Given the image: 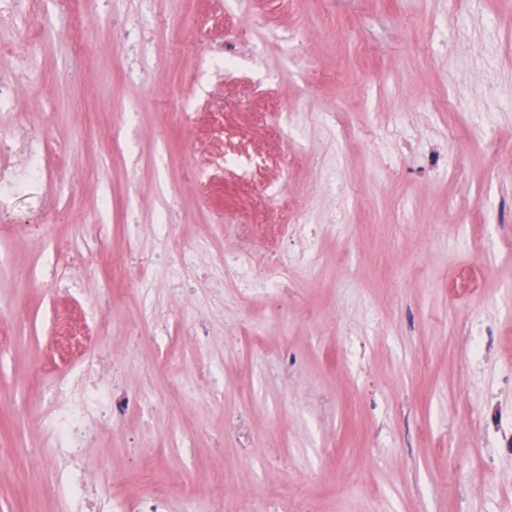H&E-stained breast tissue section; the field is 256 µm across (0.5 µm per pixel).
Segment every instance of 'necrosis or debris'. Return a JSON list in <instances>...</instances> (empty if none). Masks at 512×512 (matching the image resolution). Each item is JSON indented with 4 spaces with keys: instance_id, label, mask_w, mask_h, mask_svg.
I'll return each instance as SVG.
<instances>
[{
    "instance_id": "1",
    "label": "necrosis or debris",
    "mask_w": 512,
    "mask_h": 512,
    "mask_svg": "<svg viewBox=\"0 0 512 512\" xmlns=\"http://www.w3.org/2000/svg\"><path fill=\"white\" fill-rule=\"evenodd\" d=\"M14 144L15 162L0 170V195H23L32 184L47 177L38 139L22 129ZM228 262L238 270L240 295L245 301L261 293L287 291L293 277L288 266H260L251 256H232ZM132 403L143 411L152 412L157 408L147 394H140L133 400L121 396L118 380H100L96 365L91 363L68 375L57 387L48 429L62 465L75 482L73 512H112V482L86 478L81 466V450L97 438L104 414H121Z\"/></svg>"
}]
</instances>
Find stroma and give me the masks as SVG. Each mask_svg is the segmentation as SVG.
Returning <instances> with one entry per match:
<instances>
[{
  "label": "stroma",
  "mask_w": 512,
  "mask_h": 512,
  "mask_svg": "<svg viewBox=\"0 0 512 512\" xmlns=\"http://www.w3.org/2000/svg\"><path fill=\"white\" fill-rule=\"evenodd\" d=\"M17 11L0 140L36 135L48 177L0 197V512H65L45 422L88 359L163 402L85 449L116 495L165 471L171 512H512V215L478 196L512 179V0ZM285 201L316 253L260 232ZM249 251L299 265L287 295L242 302Z\"/></svg>",
  "instance_id": "35a3bbf8"
}]
</instances>
